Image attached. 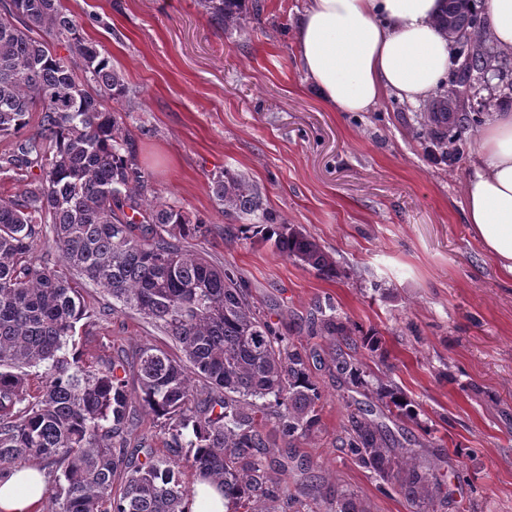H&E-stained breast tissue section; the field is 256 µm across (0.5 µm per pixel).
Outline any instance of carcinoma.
I'll list each match as a JSON object with an SVG mask.
<instances>
[{
	"label": "carcinoma",
	"mask_w": 512,
	"mask_h": 512,
	"mask_svg": "<svg viewBox=\"0 0 512 512\" xmlns=\"http://www.w3.org/2000/svg\"><path fill=\"white\" fill-rule=\"evenodd\" d=\"M21 2L22 18L0 0V136L24 138L0 158V169L25 183L20 194L0 197V472L17 461L46 470L40 512H190L184 462L224 492L229 512H273L264 506L276 498L261 475V449L270 447L264 429L272 424L288 444L318 426L322 395L310 378V355L279 332L233 269L184 249L183 241L205 232L204 220L158 194L147 202L149 180L122 117L135 102L111 60L81 35L77 17L61 0ZM202 2L210 21L226 30L260 11L249 0ZM467 2L444 0L437 27L466 47L471 67H488L486 18ZM61 41L65 57L54 50ZM33 112L39 119L30 135ZM426 115L446 159L448 104L435 99ZM212 192L224 216L250 221L260 242L320 275H336L328 253L269 211L244 174L219 171ZM41 240L73 274L34 255ZM87 284L112 297V311L150 320L181 357L146 346L127 365L95 370L68 354L77 324L100 315L82 294ZM318 312L313 334L375 348L374 337H353L333 305ZM333 366L351 384L368 385L358 359L340 348ZM39 369L34 390L29 376ZM129 371L143 412L165 420L170 457L131 447L139 414L123 377ZM193 377L211 387L200 409L192 407ZM377 395L389 413L417 416L400 389ZM341 447L384 482H399L418 512H438L445 503L433 470L363 409L347 415Z\"/></svg>",
	"instance_id": "obj_1"
}]
</instances>
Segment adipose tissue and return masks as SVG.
I'll list each match as a JSON object with an SVG mask.
<instances>
[{"label":"adipose tissue","instance_id":"1","mask_svg":"<svg viewBox=\"0 0 512 512\" xmlns=\"http://www.w3.org/2000/svg\"><path fill=\"white\" fill-rule=\"evenodd\" d=\"M491 18L495 44L512 53V0H471ZM443 0H308L295 47L308 81L337 112H366L385 94L420 102L451 64L453 43L436 19ZM463 208L472 235L512 281V111L496 112L473 144ZM46 487L23 466L0 475V512H32Z\"/></svg>","mask_w":512,"mask_h":512}]
</instances>
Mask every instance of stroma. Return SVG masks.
Instances as JSON below:
<instances>
[{
    "mask_svg": "<svg viewBox=\"0 0 512 512\" xmlns=\"http://www.w3.org/2000/svg\"><path fill=\"white\" fill-rule=\"evenodd\" d=\"M84 38L121 70L134 112L125 121L153 187L206 221L185 247L248 282L271 322L311 350L320 424L287 448L266 449L269 485L288 488L276 512H331L308 491L295 455L358 512H414L399 489L385 487L340 446L346 408L370 409L419 461L439 467L450 493L444 512H512V282L471 235L462 209L470 152L488 113L512 110V54L479 75L485 110L448 126L447 161L435 158L424 104L390 96L369 112H334L310 88L294 51L307 0H261L260 15L227 31L200 0H63ZM244 173L268 209L313 237L336 263L318 275L270 246L224 237L214 172ZM83 295L101 317L78 326L76 352L87 363L175 344L133 312L111 313L93 285ZM381 341L357 348L369 372L355 388L336 374L332 340L311 335L315 305ZM403 390L418 417L391 416L380 386Z\"/></svg>",
    "mask_w": 512,
    "mask_h": 512,
    "instance_id": "35a3bbf8",
    "label": "stroma"
}]
</instances>
